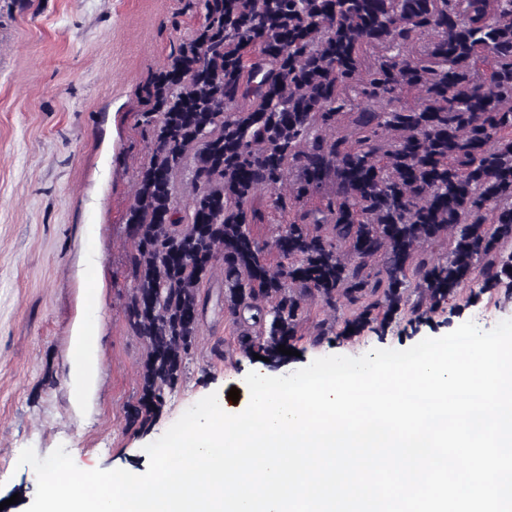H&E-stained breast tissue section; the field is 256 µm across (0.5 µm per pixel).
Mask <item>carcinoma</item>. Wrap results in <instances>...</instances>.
<instances>
[{
    "label": "carcinoma",
    "instance_id": "cac0c4a2",
    "mask_svg": "<svg viewBox=\"0 0 512 512\" xmlns=\"http://www.w3.org/2000/svg\"><path fill=\"white\" fill-rule=\"evenodd\" d=\"M203 9L139 113L152 153L126 213L124 312L146 347L128 414L140 431L182 376L219 269L239 348L271 367L314 301L355 307L349 339L385 335L406 308L420 323L475 280L512 299V0ZM187 167L185 223L174 178ZM261 189L288 216L270 247L251 232ZM439 240L448 252L421 258Z\"/></svg>",
    "mask_w": 512,
    "mask_h": 512
}]
</instances>
